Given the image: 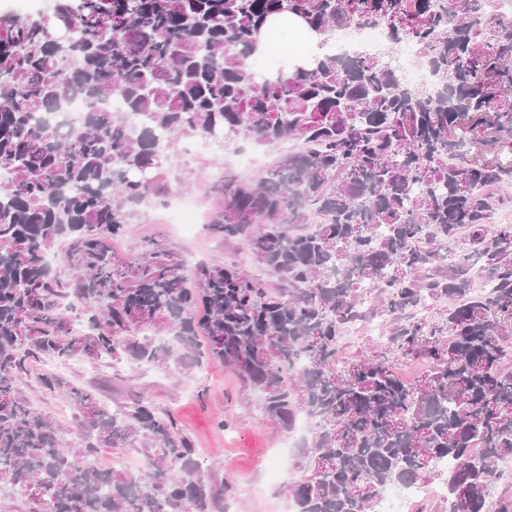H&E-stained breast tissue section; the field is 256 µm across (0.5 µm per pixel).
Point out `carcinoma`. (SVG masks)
Masks as SVG:
<instances>
[{
    "label": "carcinoma",
    "instance_id": "obj_1",
    "mask_svg": "<svg viewBox=\"0 0 512 512\" xmlns=\"http://www.w3.org/2000/svg\"><path fill=\"white\" fill-rule=\"evenodd\" d=\"M290 14L322 35L382 26L387 50L259 79L247 66L267 20ZM415 48L442 89L403 86L392 54ZM73 95L124 99L141 125L91 112L63 133L45 121ZM512 136V16L497 0H58L0 25V493L43 512H229L231 487L201 471L174 418L135 400L110 412L47 373L87 441L20 396L28 359L128 358L190 371L232 368L300 449L295 512H379L380 493L441 480L448 512H488L512 460V224L492 218L512 166L466 156V136ZM224 149L297 140L250 182L226 176L213 235L244 244L279 281L202 264L159 241L119 259L110 241L138 207L161 204L184 140ZM455 162L448 163V158ZM68 242L67 279L46 264ZM492 283L473 289L474 266ZM393 319L409 381L378 353L339 369L344 326ZM151 331L167 345L140 337ZM101 448H132L145 473L102 470ZM451 459L454 466L441 467Z\"/></svg>",
    "mask_w": 512,
    "mask_h": 512
}]
</instances>
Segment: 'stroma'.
<instances>
[{"label": "stroma", "instance_id": "obj_1", "mask_svg": "<svg viewBox=\"0 0 512 512\" xmlns=\"http://www.w3.org/2000/svg\"><path fill=\"white\" fill-rule=\"evenodd\" d=\"M233 154L230 148L220 153L213 151L188 165L183 164L181 157H174L173 168L179 178L170 184L171 197L183 195V181L205 174L206 182L197 187L196 193L207 201V218H214L224 201L215 175ZM145 236L157 237L181 252L189 264L237 262L265 283L274 281L265 269L249 264L242 244L224 243L203 224L194 236L180 237L156 209L135 217L111 247L124 255L130 252L134 241ZM45 364L42 358L29 360L21 394L60 424L68 441H79L80 431L65 397L40 385ZM58 371L110 407L142 398L156 408L170 411L182 433L193 441L203 471L232 487L235 512H286L290 503L288 484L300 478L299 468L290 467L286 482L274 486L266 482L270 459L285 447L286 436L272 429L259 394L245 387L221 362L210 361L201 369L179 372L171 367L145 368L128 360L90 361L79 357L59 365Z\"/></svg>", "mask_w": 512, "mask_h": 512}]
</instances>
